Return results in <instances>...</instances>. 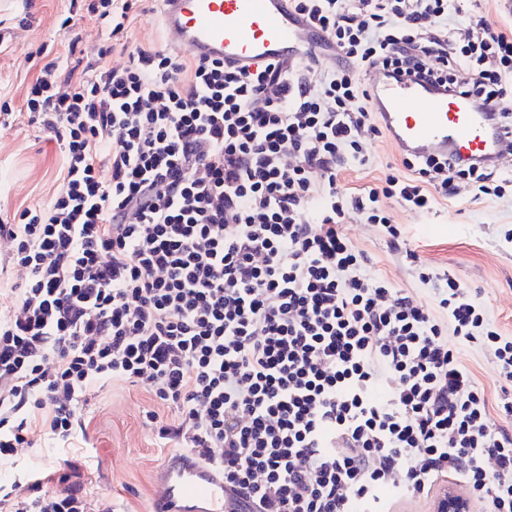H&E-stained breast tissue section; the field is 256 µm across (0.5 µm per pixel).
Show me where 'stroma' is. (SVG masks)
Returning a JSON list of instances; mask_svg holds the SVG:
<instances>
[{
	"instance_id": "obj_1",
	"label": "stroma",
	"mask_w": 512,
	"mask_h": 512,
	"mask_svg": "<svg viewBox=\"0 0 512 512\" xmlns=\"http://www.w3.org/2000/svg\"><path fill=\"white\" fill-rule=\"evenodd\" d=\"M68 6V0H0V32L10 36L7 50L0 52V105L8 104L9 112L19 113L23 106L26 86L34 76L31 63L40 46L50 47L51 60L62 67L73 55L89 63L97 60L104 28L77 20L71 30H62ZM7 114L0 112V210L48 206L59 185V147L26 120L12 121ZM366 153V164L347 165L341 173V188L376 186L388 167L400 164L399 152L386 138L369 141ZM456 185L455 198L438 199L427 212L388 199L382 205L401 225L421 262L434 272H449L470 288L501 331L512 336V243L504 239L512 228V195L476 200L468 180H457ZM343 233L350 244L370 255L369 274L388 277L421 302H430V287L389 253L381 226L353 216L346 219ZM86 397V447L58 448L39 433L33 444L16 448L0 472L21 477L36 470L44 475L43 488L49 491L56 486L61 458L71 455L79 459L95 498L111 505L112 512H148L152 474L166 453L145 423L146 411L155 407L149 385L94 386Z\"/></svg>"
}]
</instances>
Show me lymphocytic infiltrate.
Masks as SVG:
<instances>
[{
	"instance_id": "lymphocytic-infiltrate-1",
	"label": "lymphocytic infiltrate",
	"mask_w": 512,
	"mask_h": 512,
	"mask_svg": "<svg viewBox=\"0 0 512 512\" xmlns=\"http://www.w3.org/2000/svg\"><path fill=\"white\" fill-rule=\"evenodd\" d=\"M140 3L70 0L107 32L98 60L46 64L27 88L62 165L47 207L0 222L26 272L0 311V462L39 430L85 439L91 385L145 382L158 438L253 512H399L450 484L512 512V431L491 423L459 350L479 345L512 383V338L453 275L419 266L379 206L431 209L463 177L500 198L506 177L405 154L380 186L338 185L385 135L355 64L468 97L512 150V30L474 15L447 27L452 0H289L342 66L242 73L131 44ZM352 213L384 229L431 303L367 274L342 233ZM61 466L52 492L34 474L1 484L0 512H96L77 464Z\"/></svg>"
}]
</instances>
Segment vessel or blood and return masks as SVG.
Masks as SVG:
<instances>
[{
    "label": "vessel or blood",
    "mask_w": 512,
    "mask_h": 512,
    "mask_svg": "<svg viewBox=\"0 0 512 512\" xmlns=\"http://www.w3.org/2000/svg\"><path fill=\"white\" fill-rule=\"evenodd\" d=\"M160 22L193 57L245 73L277 60L329 54L328 42L288 9L287 0H161ZM381 121L399 152L497 160L503 155L486 112L415 77L374 76ZM148 512H245L224 478L184 451L168 452L154 475Z\"/></svg>",
    "instance_id": "vessel-or-blood-1"
}]
</instances>
